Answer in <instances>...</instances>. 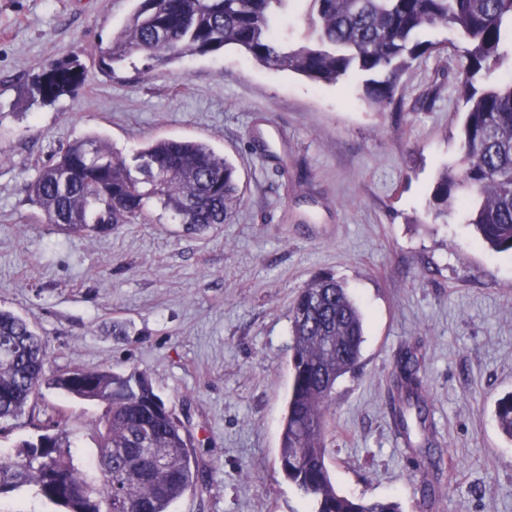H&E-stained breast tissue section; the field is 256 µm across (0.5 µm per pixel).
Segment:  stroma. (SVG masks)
<instances>
[{
    "mask_svg": "<svg viewBox=\"0 0 512 512\" xmlns=\"http://www.w3.org/2000/svg\"><path fill=\"white\" fill-rule=\"evenodd\" d=\"M137 0H0V308L33 325L47 373L143 374L189 433L199 479L173 512H309L283 474L279 434L292 382L289 310L331 276L364 316L357 368L336 384L327 465L338 492L401 512H512V441L495 402L512 392V255L488 250L456 209L433 222L439 170L454 165L465 108L442 42L375 111L362 76L317 83L228 47L167 67L115 71L98 55ZM79 59L54 101L34 83ZM125 156L157 138L208 143L236 167L232 223L186 232L170 216L105 236L37 218L27 187L75 140ZM420 362L426 421L392 417V374ZM97 403L41 388L0 436L15 452L48 417L69 419L76 465L96 453ZM444 456L429 469L426 449Z\"/></svg>",
    "mask_w": 512,
    "mask_h": 512,
    "instance_id": "35a3bbf8",
    "label": "stroma"
}]
</instances>
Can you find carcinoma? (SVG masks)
<instances>
[{
  "mask_svg": "<svg viewBox=\"0 0 512 512\" xmlns=\"http://www.w3.org/2000/svg\"><path fill=\"white\" fill-rule=\"evenodd\" d=\"M290 0H138L125 25L101 52L100 65L141 53L156 66L233 47L272 69L315 82L336 83L357 71L371 76L367 101L400 106L401 76L439 49L421 39L427 29L453 33L456 89L466 115L458 163L439 172L431 194L435 217L466 207V223L495 252L512 253V0H308L309 34L296 42L280 34ZM507 76L479 85L503 67ZM83 76L74 58L38 77L44 100L71 91ZM42 221L71 235L109 233L122 224H147L158 208L199 231L227 223L241 202L236 167L208 144L161 138L132 160L98 137L70 144L28 185ZM293 379L280 434L279 463L312 502V512H400L390 499L336 491L327 464V422L336 383L359 362L363 314L333 278L311 281L290 309ZM65 394L85 390L102 405L96 456L77 466L62 418L45 445L20 443L0 455V496L24 487L67 512H172L196 481L195 462L181 422L142 375L107 369L46 375L42 336L21 316L0 309V434L18 419L42 386ZM394 389L420 398L419 361L401 360ZM496 419L512 440V392L496 402Z\"/></svg>",
  "mask_w": 512,
  "mask_h": 512,
  "instance_id": "obj_1",
  "label": "carcinoma"
}]
</instances>
